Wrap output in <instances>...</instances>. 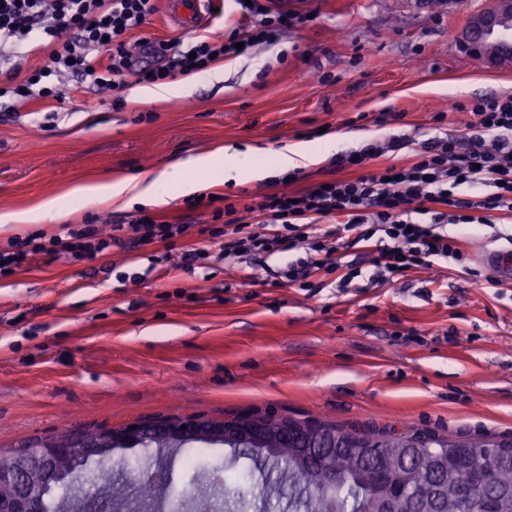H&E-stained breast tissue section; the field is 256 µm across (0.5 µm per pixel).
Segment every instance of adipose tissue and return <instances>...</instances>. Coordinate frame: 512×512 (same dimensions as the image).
<instances>
[{
    "instance_id": "obj_1",
    "label": "adipose tissue",
    "mask_w": 512,
    "mask_h": 512,
    "mask_svg": "<svg viewBox=\"0 0 512 512\" xmlns=\"http://www.w3.org/2000/svg\"><path fill=\"white\" fill-rule=\"evenodd\" d=\"M187 169L192 170V177H184L183 172ZM216 169L223 170L231 179L240 178L251 171L245 153L227 147L219 148L176 162L149 181L120 178L76 187L69 192L68 203L80 207L92 203L115 207H126L135 203L159 206L167 202L165 189L170 183H178L181 194L193 195L207 188L206 183L199 180V173Z\"/></svg>"
}]
</instances>
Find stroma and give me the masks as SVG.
I'll return each mask as SVG.
<instances>
[{
  "mask_svg": "<svg viewBox=\"0 0 512 512\" xmlns=\"http://www.w3.org/2000/svg\"><path fill=\"white\" fill-rule=\"evenodd\" d=\"M492 0H288L302 20L271 44L224 59L220 78L156 102L133 86L98 92L69 83L63 100L34 99L0 114V213L22 211L74 186L124 177L149 179L202 150L234 147L251 165L295 144L336 142L337 151L397 136L422 143L464 126L449 100L512 94V67L477 61L459 44L470 16ZM235 0H221L201 32L176 29L164 10L132 31L180 40L218 37L243 24ZM443 122H434L437 112ZM383 112L397 121L379 122ZM328 161L303 167L283 185L271 177L209 176L212 194L237 209L278 190L329 179ZM89 205L69 216L110 227L144 212ZM213 208L188 211L184 197L145 212L191 216L174 241L126 239L93 259L60 255L0 279V448H16L61 428H121L154 416L273 411L344 427H395L461 439L512 440V283L492 282L478 246H511L512 221L462 227L464 265L445 261L371 281L370 249H341L362 268L349 287L337 274L313 289L281 285L294 259L282 251L254 259L220 253L199 234ZM201 262L180 263L193 248ZM160 256L149 265L148 255ZM184 451L168 458L167 512H188L213 469L245 473L246 459L212 446L196 470ZM117 498L155 472L156 452L113 453Z\"/></svg>",
  "mask_w": 512,
  "mask_h": 512,
  "instance_id": "35a3bbf8",
  "label": "stroma"
}]
</instances>
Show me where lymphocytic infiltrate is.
I'll list each match as a JSON object with an SVG mask.
<instances>
[{
	"label": "lymphocytic infiltrate",
	"mask_w": 512,
	"mask_h": 512,
	"mask_svg": "<svg viewBox=\"0 0 512 512\" xmlns=\"http://www.w3.org/2000/svg\"><path fill=\"white\" fill-rule=\"evenodd\" d=\"M248 24L215 42L200 39L191 48L180 41L158 43L164 62L142 66L127 47L126 37L153 15L155 0H0V64H6L2 99L22 101L31 96L60 99L65 81H90L99 92L130 82L154 83L174 75L206 70L213 60L238 48L270 42L277 32L294 25L297 14L263 0H237ZM49 39L53 48L42 66L20 79L18 62L31 39ZM108 59H101V52ZM465 112L471 120L467 135L444 132L414 149L405 166H387L353 180H323L295 193L263 195L251 219L238 217L234 204L215 210L223 228L210 236L222 239L225 254L243 256L299 250L279 272L289 284L309 287L319 272L339 273L340 287L361 277L354 264L342 263L336 245L320 233L322 219H336V231L347 244L374 243L375 277L386 279L413 268L428 269L437 261H463L455 237L441 232L444 224H484L488 213L512 212V95L488 96L469 103L449 102L447 112ZM410 147L407 139H374L360 149L339 152L330 159L332 171L360 166L369 160ZM432 213L427 224L412 222V214ZM95 224L45 237L32 232L0 248V278L13 275L35 259L51 260L67 253L91 259L121 243Z\"/></svg>",
	"instance_id": "lymphocytic-infiltrate-1"
}]
</instances>
